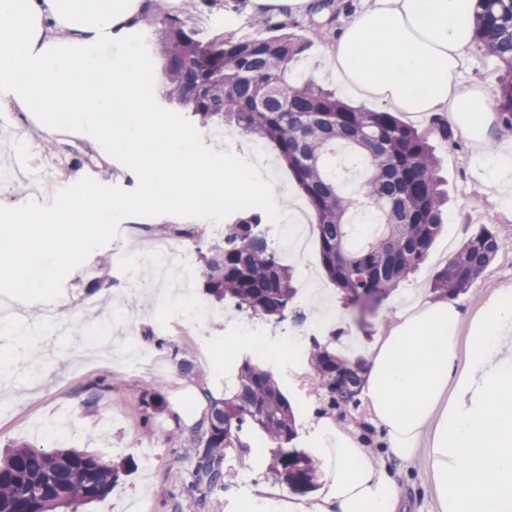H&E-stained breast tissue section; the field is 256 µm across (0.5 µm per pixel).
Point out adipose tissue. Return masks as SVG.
Wrapping results in <instances>:
<instances>
[{
  "label": "adipose tissue",
  "mask_w": 512,
  "mask_h": 512,
  "mask_svg": "<svg viewBox=\"0 0 512 512\" xmlns=\"http://www.w3.org/2000/svg\"><path fill=\"white\" fill-rule=\"evenodd\" d=\"M477 0H360L325 46L322 71L348 96L409 118L446 116L475 148L494 142L488 88L461 69L474 44ZM142 0H0V110L43 116L117 144L145 194L169 181L186 193L251 183L248 170L196 153L153 118L146 94L162 83L129 43ZM512 292L471 321L454 297L402 306L390 329L348 353L358 396L386 447L378 460L361 429L319 417L312 442L325 476L312 497L276 499L258 486L260 512H407L393 464L425 451L438 512H512Z\"/></svg>",
  "instance_id": "adipose-tissue-1"
}]
</instances>
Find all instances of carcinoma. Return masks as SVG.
I'll return each mask as SVG.
<instances>
[{
	"mask_svg": "<svg viewBox=\"0 0 512 512\" xmlns=\"http://www.w3.org/2000/svg\"><path fill=\"white\" fill-rule=\"evenodd\" d=\"M152 29L149 48L166 77L164 97L204 127L233 125L269 144L287 165L316 217L322 267L344 298L358 302L399 286L425 259L444 224L448 195L439 188L430 139L451 137L433 118L420 131L398 115L342 101L309 80L293 77L305 42L285 22L266 21V35L217 33L204 40L176 15L144 0ZM477 49L497 62L499 131L512 134V0H479ZM360 162V190L347 188L336 165ZM508 242L480 228L435 275L433 290L459 294ZM206 295L249 317L282 320L295 297L291 273L269 241L261 214L239 215L222 242L200 255ZM311 363L331 405L355 400L357 373L315 346ZM197 462L191 485L202 497L228 488L223 462L243 425L276 448L274 479L302 494L314 488L312 459L285 445L296 436L293 408L271 372L248 360L233 374L230 396L204 392ZM134 461L111 464L77 448L52 451L19 444L0 459V506L9 512H79L104 498ZM53 484L37 501L30 487L47 472Z\"/></svg>",
	"mask_w": 512,
	"mask_h": 512,
	"instance_id": "obj_1",
	"label": "carcinoma"
}]
</instances>
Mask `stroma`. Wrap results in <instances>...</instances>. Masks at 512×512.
<instances>
[{"mask_svg": "<svg viewBox=\"0 0 512 512\" xmlns=\"http://www.w3.org/2000/svg\"><path fill=\"white\" fill-rule=\"evenodd\" d=\"M227 3L204 0L189 18V26L203 37L227 23L237 33H255L256 15L247 0L235 11ZM433 145L440 161L439 175L450 195L447 222L425 261L400 284L395 296L364 308L346 305L322 268L315 233L307 235L305 262L288 255L282 258L292 271L296 288L301 290L308 278L319 283L325 292L324 306L343 317L353 346L364 345L394 323L397 300L431 292L436 272L480 227L512 240V202L489 193L482 162L471 142L456 132L447 140L434 138ZM0 157L12 166L7 176L11 187L0 193V205L4 206L12 205L20 193L40 204L51 203L59 189L86 176L126 191L137 186L122 153L71 129L45 133L40 116L28 112L0 116ZM135 223L142 226L144 234L170 240L177 248L197 249L195 241L182 234L183 229L197 226V219L166 215L125 218L118 236L94 250L64 280L59 302L79 329L100 322L105 305L123 306L134 276L130 273L133 252L129 233ZM506 288L512 289V249L499 252L476 284L458 294L457 301L469 317L485 299ZM191 293L209 310L208 318L190 320L181 303H160L141 293L139 328L133 342L158 364L135 372L126 367L124 358L107 361L89 356L76 336L34 337L46 305L24 304L22 323L0 338V355L14 362L24 357L45 359V373L34 385L21 376L0 383V457L9 446L28 443L48 450L78 448L115 463L129 457L137 461L136 471L122 477L105 498L82 512H240L241 505L255 496L258 484L279 486L268 472L272 449L259 431L243 427L240 446L227 449L225 463L233 475L227 489L200 497L190 486V473L197 460L196 425L205 411L202 393L208 390L223 396L229 364L246 358L269 370L290 401L298 433L292 448L311 452L315 427L309 414L315 408L332 411L342 422L375 436L366 404L358 400L331 406L312 365L305 360L289 362L281 354L283 343L300 331L298 315L313 309L310 298L299 293L294 315L275 323L248 318L230 304L206 296L201 277H194ZM228 342L236 345L229 356L224 353ZM149 388L164 396L167 407L147 419L141 395ZM145 448L155 454L148 466L141 462ZM398 483L410 501V512H436L427 491L423 459L402 465Z\"/></svg>", "mask_w": 512, "mask_h": 512, "instance_id": "stroma-1", "label": "stroma"}]
</instances>
